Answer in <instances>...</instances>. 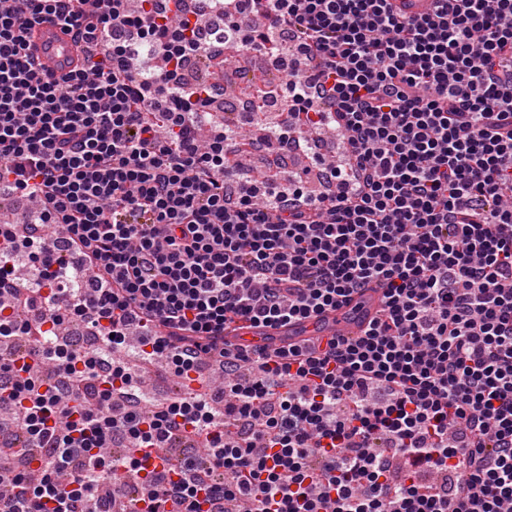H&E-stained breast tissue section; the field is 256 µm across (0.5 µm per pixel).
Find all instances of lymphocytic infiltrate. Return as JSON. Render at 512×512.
Instances as JSON below:
<instances>
[{"label": "lymphocytic infiltrate", "mask_w": 512, "mask_h": 512, "mask_svg": "<svg viewBox=\"0 0 512 512\" xmlns=\"http://www.w3.org/2000/svg\"><path fill=\"white\" fill-rule=\"evenodd\" d=\"M138 2L0 0V193L39 202L27 232L0 222V340L26 335L51 367L22 376L0 356V450L21 435L42 450L0 512H113L93 490L188 436L203 459L143 476L146 512H512V0L417 15L394 0ZM211 13L224 62L289 58L265 140L309 153L310 132L336 129L332 191L282 161L228 190L227 150L247 139L214 123L218 84L182 77L210 50ZM47 15L83 53L52 80L29 54ZM60 237L77 266L56 259ZM370 281L383 309L358 338L224 340L228 321H306ZM74 316L96 349L57 335ZM134 326L171 376L222 362L223 405L190 392L142 409L119 358Z\"/></svg>", "instance_id": "lymphocytic-infiltrate-1"}]
</instances>
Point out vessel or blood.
<instances>
[{
  "label": "vessel or blood",
  "instance_id": "vessel-or-blood-1",
  "mask_svg": "<svg viewBox=\"0 0 512 512\" xmlns=\"http://www.w3.org/2000/svg\"><path fill=\"white\" fill-rule=\"evenodd\" d=\"M31 45L33 60L45 74L58 75L81 63L79 47L61 31L54 20L46 19L36 24ZM382 302V288L372 283L362 288L349 305L334 311L284 327L247 326L232 332L229 339L235 344L275 347L310 336L323 339L334 336L356 337L361 335Z\"/></svg>",
  "mask_w": 512,
  "mask_h": 512
}]
</instances>
